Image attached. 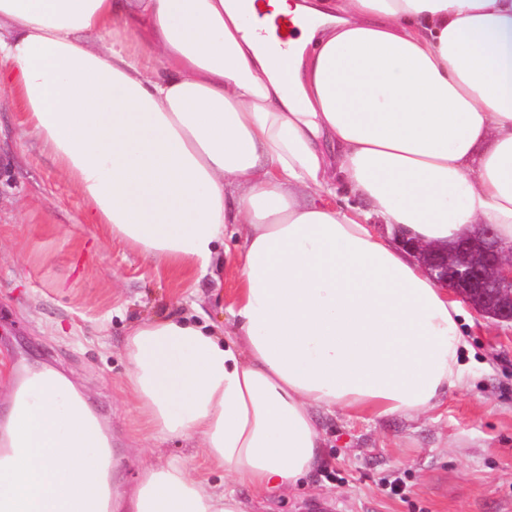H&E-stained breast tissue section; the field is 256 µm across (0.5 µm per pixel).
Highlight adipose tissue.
I'll use <instances>...</instances> for the list:
<instances>
[{"mask_svg": "<svg viewBox=\"0 0 512 512\" xmlns=\"http://www.w3.org/2000/svg\"><path fill=\"white\" fill-rule=\"evenodd\" d=\"M0 0V90L94 223L156 265L242 248L229 326L134 322L141 427L229 483L157 458L125 512H247L324 464L318 411L414 416L461 387L459 301L399 241L493 225L512 243V0Z\"/></svg>", "mask_w": 512, "mask_h": 512, "instance_id": "obj_1", "label": "adipose tissue"}]
</instances>
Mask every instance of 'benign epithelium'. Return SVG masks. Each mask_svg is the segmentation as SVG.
<instances>
[{
    "label": "benign epithelium",
    "mask_w": 512,
    "mask_h": 512,
    "mask_svg": "<svg viewBox=\"0 0 512 512\" xmlns=\"http://www.w3.org/2000/svg\"><path fill=\"white\" fill-rule=\"evenodd\" d=\"M403 245L450 294L483 316L512 324V245L504 246L492 227L446 249L409 240Z\"/></svg>",
    "instance_id": "1"
}]
</instances>
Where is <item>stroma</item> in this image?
Returning a JSON list of instances; mask_svg holds the SVG:
<instances>
[{
  "label": "stroma",
  "instance_id": "stroma-1",
  "mask_svg": "<svg viewBox=\"0 0 512 512\" xmlns=\"http://www.w3.org/2000/svg\"><path fill=\"white\" fill-rule=\"evenodd\" d=\"M235 270L220 277L157 267L93 223L26 122L0 91V364L13 355L78 388L110 439L112 484L130 491L145 465L178 455L210 483L201 449L135 435L122 393L129 326L199 303L220 324ZM462 388L410 419L320 413L329 467L274 498L272 512H507L512 507V324L473 315Z\"/></svg>",
  "mask_w": 512,
  "mask_h": 512
}]
</instances>
